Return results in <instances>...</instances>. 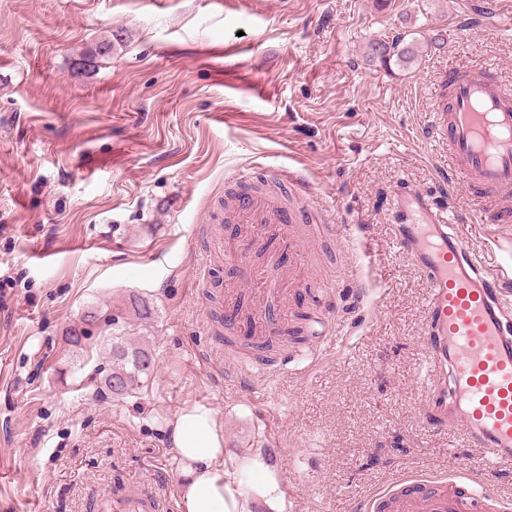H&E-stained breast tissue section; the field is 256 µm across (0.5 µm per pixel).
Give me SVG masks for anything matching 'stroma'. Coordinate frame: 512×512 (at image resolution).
Instances as JSON below:
<instances>
[{
  "mask_svg": "<svg viewBox=\"0 0 512 512\" xmlns=\"http://www.w3.org/2000/svg\"><path fill=\"white\" fill-rule=\"evenodd\" d=\"M485 0H0V512L180 504L169 426L208 405L237 459L264 450L287 512H357L423 471L466 474L512 502V464L484 467L455 425H429L422 271L400 249L397 193L447 209L488 267L512 223L476 190L441 188L431 109L448 71L512 84V22ZM439 36L408 66L370 41ZM111 38L95 69L81 53ZM288 197L289 239L225 209L239 174ZM124 319L158 368L130 396L101 388ZM240 336L280 316L281 369L214 355L213 313ZM341 335L314 349L328 320Z\"/></svg>",
  "mask_w": 512,
  "mask_h": 512,
  "instance_id": "1",
  "label": "stroma"
}]
</instances>
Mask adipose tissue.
<instances>
[{
    "instance_id": "1",
    "label": "adipose tissue",
    "mask_w": 512,
    "mask_h": 512,
    "mask_svg": "<svg viewBox=\"0 0 512 512\" xmlns=\"http://www.w3.org/2000/svg\"><path fill=\"white\" fill-rule=\"evenodd\" d=\"M174 451L183 463L181 512H286L282 480L260 452L238 466L224 448V431L213 410L195 404L171 424ZM249 480H242L241 470Z\"/></svg>"
}]
</instances>
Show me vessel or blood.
<instances>
[{"label": "vessel or blood", "mask_w": 512, "mask_h": 512, "mask_svg": "<svg viewBox=\"0 0 512 512\" xmlns=\"http://www.w3.org/2000/svg\"><path fill=\"white\" fill-rule=\"evenodd\" d=\"M432 129L448 143V178L512 203V85L469 70L451 75L446 107ZM398 238L425 273L436 393L430 424H459L486 466L512 461V268L478 262L448 212L423 191L401 189ZM365 512H505L470 480L406 476L373 494Z\"/></svg>", "instance_id": "obj_1"}]
</instances>
